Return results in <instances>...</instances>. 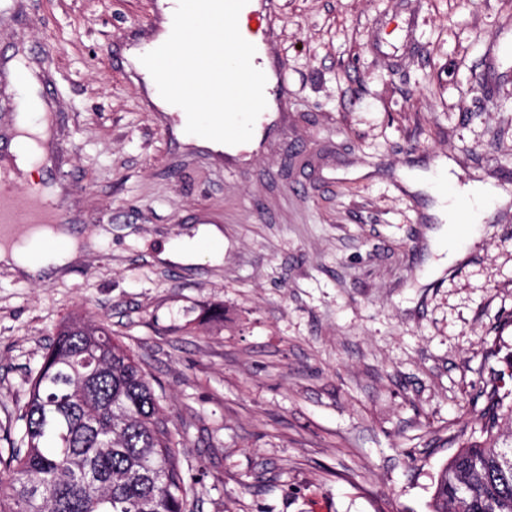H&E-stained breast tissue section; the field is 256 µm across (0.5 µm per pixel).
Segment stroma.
I'll use <instances>...</instances> for the list:
<instances>
[{
	"label": "stroma",
	"mask_w": 512,
	"mask_h": 512,
	"mask_svg": "<svg viewBox=\"0 0 512 512\" xmlns=\"http://www.w3.org/2000/svg\"><path fill=\"white\" fill-rule=\"evenodd\" d=\"M155 0H0V58L52 78L62 158L33 180L110 248L31 281L0 266V426L58 327L141 362L192 475L186 512H430L485 390H512V209L483 203L440 265L451 159L512 192V0H277L278 129L245 159L181 144L113 46ZM210 222L218 263L162 258Z\"/></svg>",
	"instance_id": "stroma-1"
}]
</instances>
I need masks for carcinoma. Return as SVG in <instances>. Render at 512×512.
<instances>
[{
	"label": "carcinoma",
	"mask_w": 512,
	"mask_h": 512,
	"mask_svg": "<svg viewBox=\"0 0 512 512\" xmlns=\"http://www.w3.org/2000/svg\"><path fill=\"white\" fill-rule=\"evenodd\" d=\"M488 406L486 438L441 470L432 512H512V445H499L512 407L496 389ZM0 439V512H184L175 426L142 364L104 325L59 327Z\"/></svg>",
	"instance_id": "cac0c4a2"
}]
</instances>
